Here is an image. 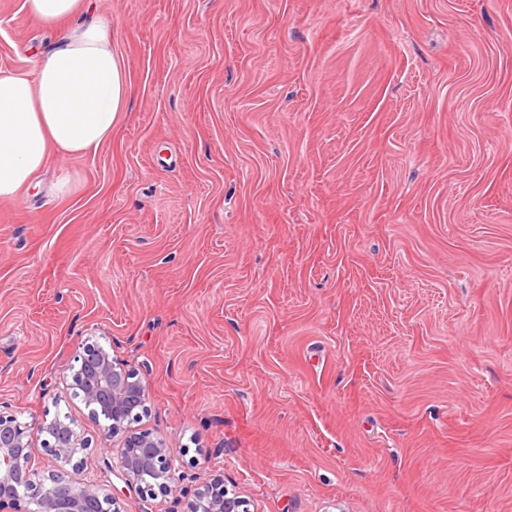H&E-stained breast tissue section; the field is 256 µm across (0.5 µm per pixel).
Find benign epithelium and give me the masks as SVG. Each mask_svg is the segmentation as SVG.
Here are the masks:
<instances>
[{
	"instance_id": "1",
	"label": "benign epithelium",
	"mask_w": 512,
	"mask_h": 512,
	"mask_svg": "<svg viewBox=\"0 0 512 512\" xmlns=\"http://www.w3.org/2000/svg\"><path fill=\"white\" fill-rule=\"evenodd\" d=\"M65 388L81 399L90 418L103 424L104 438L122 435L116 466L126 488L143 502L177 491L174 449L148 429L137 428L148 412V388L140 372L98 342L78 346ZM48 435L43 451L52 469L33 467L29 425L18 415L0 411V512H123L115 489L94 480L77 479L92 440L73 417L59 414L43 421ZM187 512H250L248 503L229 491L224 477L202 482L192 493Z\"/></svg>"
}]
</instances>
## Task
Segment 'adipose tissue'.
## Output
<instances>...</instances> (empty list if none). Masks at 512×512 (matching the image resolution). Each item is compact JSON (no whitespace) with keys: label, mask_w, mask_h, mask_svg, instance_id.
<instances>
[{"label":"adipose tissue","mask_w":512,"mask_h":512,"mask_svg":"<svg viewBox=\"0 0 512 512\" xmlns=\"http://www.w3.org/2000/svg\"><path fill=\"white\" fill-rule=\"evenodd\" d=\"M130 80L104 22L64 32L33 74H0V201L17 199L48 162L96 151L128 103Z\"/></svg>","instance_id":"ef3b65f1"}]
</instances>
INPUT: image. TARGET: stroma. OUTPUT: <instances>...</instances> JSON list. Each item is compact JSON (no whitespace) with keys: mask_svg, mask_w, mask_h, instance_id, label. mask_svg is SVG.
Returning a JSON list of instances; mask_svg holds the SVG:
<instances>
[{"mask_svg":"<svg viewBox=\"0 0 512 512\" xmlns=\"http://www.w3.org/2000/svg\"><path fill=\"white\" fill-rule=\"evenodd\" d=\"M0 0V73L52 44ZM131 94L0 201V410L75 417L93 340L187 512H512V0H90ZM187 512H250L248 503L224 484L223 476L202 482L192 493Z\"/></svg>","mask_w":512,"mask_h":512,"instance_id":"35a3bbf8","label":"stroma"}]
</instances>
